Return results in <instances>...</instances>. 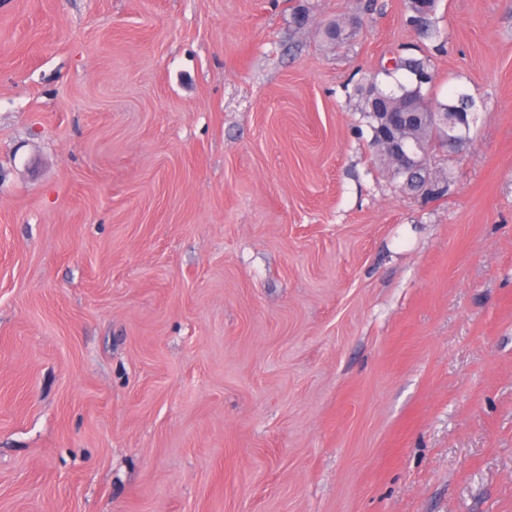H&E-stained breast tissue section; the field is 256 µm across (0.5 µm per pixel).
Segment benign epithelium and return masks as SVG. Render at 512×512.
<instances>
[{
  "mask_svg": "<svg viewBox=\"0 0 512 512\" xmlns=\"http://www.w3.org/2000/svg\"><path fill=\"white\" fill-rule=\"evenodd\" d=\"M472 122L470 112H456L451 121L448 120L446 113L418 112L411 106L401 112H388L379 132L382 153L391 170L408 177L415 174L419 189L429 195L440 194L445 187L439 185V182L430 175L428 152L422 144L405 140L401 132L412 124L441 123L448 127V145L459 148L468 141Z\"/></svg>",
  "mask_w": 512,
  "mask_h": 512,
  "instance_id": "obj_1",
  "label": "benign epithelium"
}]
</instances>
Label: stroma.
I'll return each mask as SVG.
<instances>
[{
  "label": "stroma",
  "instance_id": "obj_1",
  "mask_svg": "<svg viewBox=\"0 0 512 512\" xmlns=\"http://www.w3.org/2000/svg\"><path fill=\"white\" fill-rule=\"evenodd\" d=\"M409 16L0 0V512H512V0ZM409 53L437 197L359 111ZM415 2H416L415 0H408V9L412 13V15L410 16L411 23H413V25L422 33V35L425 38L439 40L441 37V32L436 27V24L433 21V17H432L434 15L437 1H435V0L422 1L426 4H428V10L423 16H420V17L416 16V14L414 12V10L417 9ZM420 20L422 21V22H420L421 26H416L415 23ZM381 74L394 82L395 89L383 90L378 81V74H373L364 86L359 88L361 95V112L363 119L372 131L375 132V119L370 112H374V101H380V107L386 111L397 110L402 107L405 99L412 100L421 112H417L412 106L401 112H386L379 136L382 144V153L390 166V169L406 175V182L412 174L418 178L419 190L429 195L441 194L447 187V179H443L444 185L430 175L428 164V152L419 142H410L404 139L401 132L412 124L430 125L441 123L448 127V145L461 147L469 139L470 123L473 122L470 111L473 101L468 96L461 95L455 102L433 103L428 91L433 83V70L429 58H415L411 56H399L396 68L391 72L385 70ZM428 74L429 81L426 85L415 84L411 76ZM426 88V90H425ZM431 112V113H424ZM454 112L455 118L448 123V113ZM430 149L438 144L448 148L445 144L444 129L442 127H417L407 132ZM434 140L431 144L430 141Z\"/></svg>",
  "mask_w": 512,
  "mask_h": 512
}]
</instances>
